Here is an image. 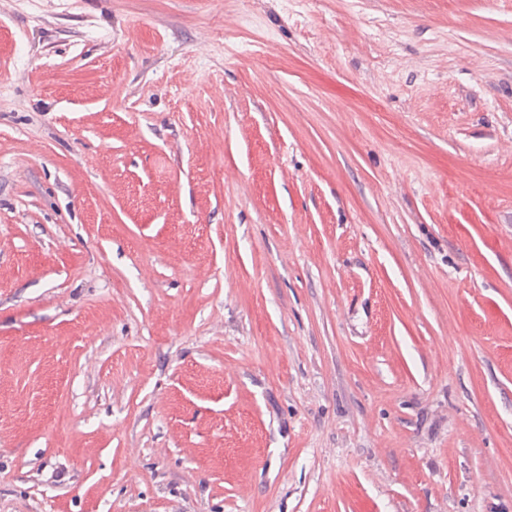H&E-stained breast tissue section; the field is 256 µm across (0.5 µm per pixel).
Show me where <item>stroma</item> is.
I'll use <instances>...</instances> for the list:
<instances>
[{
	"instance_id": "obj_1",
	"label": "stroma",
	"mask_w": 512,
	"mask_h": 512,
	"mask_svg": "<svg viewBox=\"0 0 512 512\" xmlns=\"http://www.w3.org/2000/svg\"><path fill=\"white\" fill-rule=\"evenodd\" d=\"M0 512H512V0H0Z\"/></svg>"
}]
</instances>
